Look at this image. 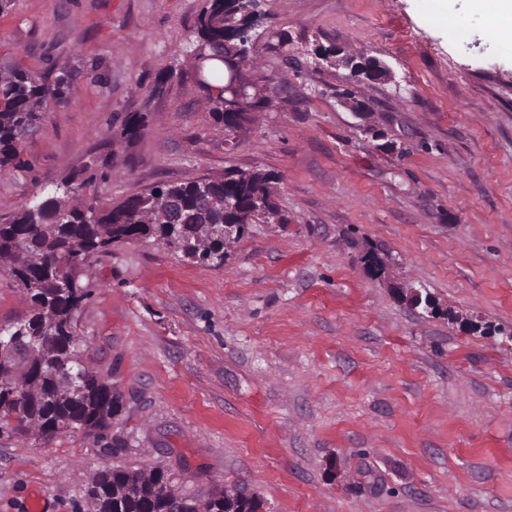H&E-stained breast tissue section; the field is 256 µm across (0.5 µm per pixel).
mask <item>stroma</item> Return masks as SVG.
Masks as SVG:
<instances>
[{
	"mask_svg": "<svg viewBox=\"0 0 512 512\" xmlns=\"http://www.w3.org/2000/svg\"><path fill=\"white\" fill-rule=\"evenodd\" d=\"M204 4L14 0L0 15V57L81 73L30 140L32 169L0 171V222L94 157L116 200L266 170L284 218L251 225L219 267L160 241L90 259L76 334L124 398L110 434L127 452L81 432L1 435L0 512H27L35 492L44 512H90L115 463L266 512H512V40L488 35L475 0H271L296 63L261 36L256 70L288 99L231 148L185 51ZM324 47L392 78L353 75ZM135 112L142 136L112 143ZM410 286L434 313L410 307Z\"/></svg>",
	"mask_w": 512,
	"mask_h": 512,
	"instance_id": "obj_1",
	"label": "stroma"
}]
</instances>
